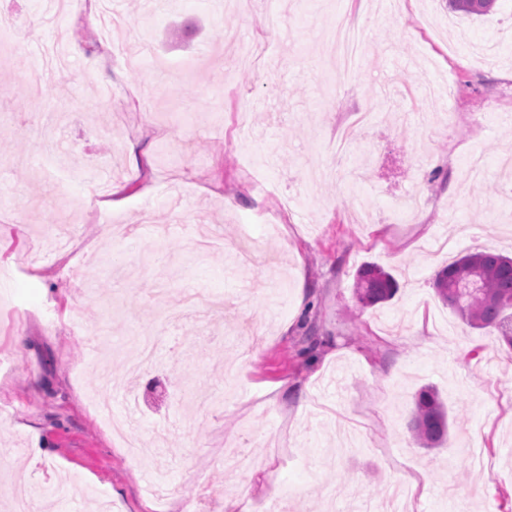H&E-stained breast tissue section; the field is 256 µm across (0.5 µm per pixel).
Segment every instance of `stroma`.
Listing matches in <instances>:
<instances>
[{
    "label": "stroma",
    "instance_id": "1",
    "mask_svg": "<svg viewBox=\"0 0 512 512\" xmlns=\"http://www.w3.org/2000/svg\"><path fill=\"white\" fill-rule=\"evenodd\" d=\"M1 13L16 28L0 42V265L16 272L0 296V512L20 480L34 512H173L199 484L214 512H366L412 479L420 512H512V349L433 287L458 256L512 253V0L478 18L448 0ZM350 14L362 53L339 86L328 31ZM255 42L265 62L242 68ZM354 112L371 123L336 152ZM253 171L293 200L281 236ZM416 188L424 208L392 223L393 196ZM366 263L399 290L361 312ZM110 384L122 438L93 407ZM425 386L448 408L438 448L406 429ZM149 469L173 487L163 505Z\"/></svg>",
    "mask_w": 512,
    "mask_h": 512
}]
</instances>
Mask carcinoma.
<instances>
[{
	"label": "carcinoma",
	"instance_id": "1",
	"mask_svg": "<svg viewBox=\"0 0 512 512\" xmlns=\"http://www.w3.org/2000/svg\"><path fill=\"white\" fill-rule=\"evenodd\" d=\"M495 0H448L452 11L466 16L486 15ZM434 289L442 303L452 308L466 325L492 328L498 339L512 349V258L496 252L469 253L454 259L437 274ZM354 289L359 311L394 297L398 285L380 267L367 264L356 276ZM448 412L433 387L415 396V410L408 423L412 441L434 448L448 436Z\"/></svg>",
	"mask_w": 512,
	"mask_h": 512
}]
</instances>
